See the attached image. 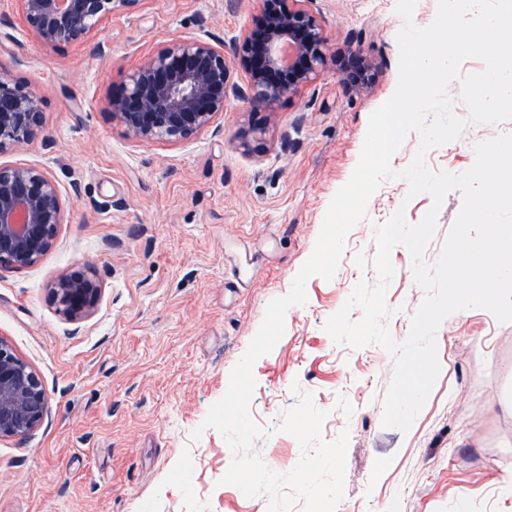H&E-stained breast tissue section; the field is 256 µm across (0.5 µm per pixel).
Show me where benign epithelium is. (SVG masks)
Masks as SVG:
<instances>
[{
  "label": "benign epithelium",
  "instance_id": "benign-epithelium-1",
  "mask_svg": "<svg viewBox=\"0 0 512 512\" xmlns=\"http://www.w3.org/2000/svg\"><path fill=\"white\" fill-rule=\"evenodd\" d=\"M29 32L51 46L84 42L103 56L95 40L101 22L116 11L133 10L142 0H20ZM309 0H260L259 13L236 39L231 55L209 41L189 37L167 43L144 59L109 99L108 114L129 140L180 145L201 134L219 132L216 119L234 96L266 112L315 83L330 67L343 83L363 91L375 79L376 65L360 50L342 57L328 53L327 39ZM247 82H231V69ZM42 99L0 70V151L42 138ZM265 131L252 127L238 137L245 153L264 149ZM64 223L58 182L40 167L0 164V273L37 264L54 247ZM101 288L95 271L59 276L50 297L67 318L80 321L95 309ZM48 393L39 373L12 344L0 337V441H22L43 423Z\"/></svg>",
  "mask_w": 512,
  "mask_h": 512
}]
</instances>
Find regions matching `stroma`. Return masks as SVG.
Returning a JSON list of instances; mask_svg holds the SVG:
<instances>
[{
    "label": "stroma",
    "instance_id": "35a3bbf8",
    "mask_svg": "<svg viewBox=\"0 0 512 512\" xmlns=\"http://www.w3.org/2000/svg\"><path fill=\"white\" fill-rule=\"evenodd\" d=\"M397 0H313L328 50L354 47L377 67L363 93L335 69L283 99L276 112L229 98L223 134L181 145L134 143L112 124L110 96L140 61L185 37L229 44L258 0H141L106 19L87 44L46 46L28 31L19 0H0V68L43 101L44 133L0 150V164L44 168L59 183L65 221L36 265L0 274V337L41 376L49 396L29 438L0 441V512H267L268 498L222 484L234 454L216 430L191 433L226 392L232 368L259 330L268 303L286 295L312 254L328 205L350 179L370 115L398 82ZM265 129L247 154L240 132ZM512 133V119L476 124L428 152L435 172L460 173L473 146ZM384 180L366 217L346 236L333 280L311 277L307 303L288 310L285 333L259 358L250 403L265 430L253 451L291 470L298 441L279 431L285 411L311 395L327 417L321 438L347 434L337 512H512V322L472 308L437 334L440 373L409 432L382 425L393 360L382 347L333 341L325 330L359 283L375 285V228L397 210L418 223L429 194L408 197ZM389 328L404 341L425 292L402 246ZM92 266L94 313L69 321L49 297L62 273Z\"/></svg>",
    "mask_w": 512,
    "mask_h": 512
}]
</instances>
